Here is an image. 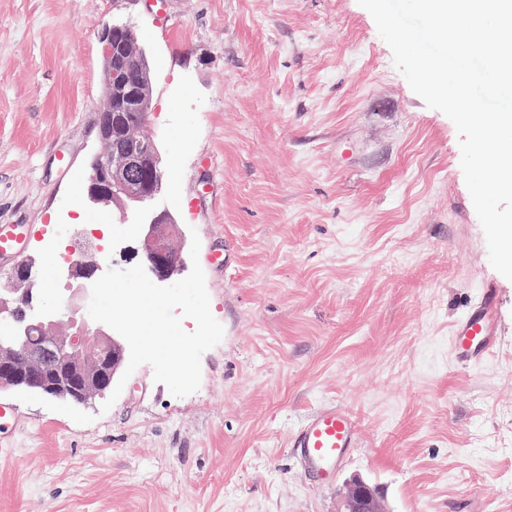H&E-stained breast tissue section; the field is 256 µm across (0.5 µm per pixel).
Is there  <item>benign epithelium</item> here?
Instances as JSON below:
<instances>
[{
  "label": "benign epithelium",
  "mask_w": 512,
  "mask_h": 512,
  "mask_svg": "<svg viewBox=\"0 0 512 512\" xmlns=\"http://www.w3.org/2000/svg\"><path fill=\"white\" fill-rule=\"evenodd\" d=\"M115 26L103 29L100 42L107 67V79L101 112V133L112 131V113L149 112L152 107L151 92L144 86L127 82L121 72L122 60L116 58L117 42L113 38ZM164 175L160 160L153 145L145 143L140 152L132 155L122 147L112 150V156L104 167L96 169L86 186V200L92 206H108L114 202L123 205V210L140 212L150 196L147 184ZM174 223L164 212L153 215L142 225L144 250L141 264L157 282L170 280L177 272L169 256L170 229ZM36 262L27 259L11 269V287L0 296V313L9 310L6 300L17 292L32 294L34 279L32 270ZM99 267H83L71 271L78 283L71 289V300H83L89 292ZM44 329L40 349L30 355L26 350V336L31 322ZM15 336L0 343V390H26L31 385V371L41 366H51L52 376L44 384L49 397L66 398L76 396L88 401L103 395L111 386L118 369L117 356L101 357L96 349L102 345L119 348L120 344L107 329L84 312L73 317L70 330L65 334L52 331L55 315L42 311L37 318L22 313L14 317ZM345 497L347 512H385L376 488L365 480L354 477L348 482Z\"/></svg>",
  "instance_id": "obj_1"
}]
</instances>
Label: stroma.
<instances>
[{
	"instance_id": "35a3bbf8",
	"label": "stroma",
	"mask_w": 512,
	"mask_h": 512,
	"mask_svg": "<svg viewBox=\"0 0 512 512\" xmlns=\"http://www.w3.org/2000/svg\"><path fill=\"white\" fill-rule=\"evenodd\" d=\"M117 19L150 64L151 208L178 224L179 274L200 263L224 334L186 397L147 364L109 408L0 391L21 415L0 435V512H340L355 476L387 512H512V281L453 122L358 0H0V227L25 235L55 331L60 227L122 225L106 268L144 247L140 216L83 202ZM487 287L499 348L463 367L451 328ZM331 403L360 446L319 486L289 441Z\"/></svg>"
}]
</instances>
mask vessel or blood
I'll return each instance as SVG.
<instances>
[{
  "mask_svg": "<svg viewBox=\"0 0 512 512\" xmlns=\"http://www.w3.org/2000/svg\"><path fill=\"white\" fill-rule=\"evenodd\" d=\"M494 307L493 294L483 293L456 322L452 338L460 364H478L497 348L500 339L491 319ZM358 446L354 416L336 405L307 415L290 442L295 458L320 485L335 479L338 470L352 458Z\"/></svg>",
  "mask_w": 512,
  "mask_h": 512,
  "instance_id": "1",
  "label": "vessel or blood"
}]
</instances>
